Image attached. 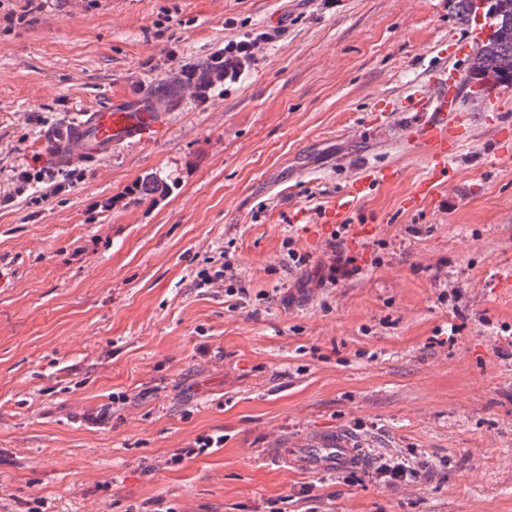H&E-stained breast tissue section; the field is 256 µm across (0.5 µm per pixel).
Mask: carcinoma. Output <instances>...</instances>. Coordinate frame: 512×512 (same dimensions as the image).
<instances>
[{"mask_svg": "<svg viewBox=\"0 0 512 512\" xmlns=\"http://www.w3.org/2000/svg\"><path fill=\"white\" fill-rule=\"evenodd\" d=\"M459 20L468 25L475 21L474 0H451ZM484 24L494 30L493 36L468 57L463 79L477 80L486 72L497 75L498 84L512 87V16L498 14L496 0H484Z\"/></svg>", "mask_w": 512, "mask_h": 512, "instance_id": "obj_1", "label": "carcinoma"}]
</instances>
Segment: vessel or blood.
I'll use <instances>...</instances> for the list:
<instances>
[{"label": "vessel or blood", "mask_w": 512, "mask_h": 512, "mask_svg": "<svg viewBox=\"0 0 512 512\" xmlns=\"http://www.w3.org/2000/svg\"><path fill=\"white\" fill-rule=\"evenodd\" d=\"M413 108L423 114L414 138L424 149L431 168L427 179L407 198L406 205L410 208L428 198L436 183L447 177L450 163L457 156L456 144L466 120L462 114L453 119L447 116L448 75L443 70L433 74L431 92L415 101ZM169 126L168 113L157 111L150 98L114 99L103 107L81 112L72 122L52 128L45 139L60 162L97 161L110 157L113 148L153 141ZM395 175L391 168L363 173L353 182L349 199L327 210L328 223H342L352 199L360 197L373 183L390 181ZM284 458L292 467L304 472L348 467L360 460L352 440L337 433L315 437L299 448L285 449Z\"/></svg>", "instance_id": "obj_1"}]
</instances>
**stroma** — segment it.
Wrapping results in <instances>:
<instances>
[{"label":"stroma","instance_id":"35a3bbf8","mask_svg":"<svg viewBox=\"0 0 512 512\" xmlns=\"http://www.w3.org/2000/svg\"><path fill=\"white\" fill-rule=\"evenodd\" d=\"M0 0V512H512V87L463 112L446 181L414 99L467 65L450 0ZM283 33L197 101L201 64ZM156 94L167 133L74 169L45 131ZM367 166L396 169L324 224ZM165 193L131 194L144 177ZM308 259L288 267V250ZM358 273L321 284L337 252ZM231 261L241 292L199 288ZM454 336L453 345H430ZM341 430L365 463L420 459L394 487L280 456ZM220 435L182 462L177 449ZM273 39L272 34L261 31L243 35L241 39L229 40L223 48L214 51L204 65L202 75L197 77L194 65L178 60L175 53L169 54V60L176 65L182 83L194 90L195 98L206 102L209 91L224 86L226 81L236 82L246 68L257 59L263 45ZM206 90L207 93H203ZM224 446V438L223 436H212L207 435L204 437L196 438L194 445L190 448H181L178 450V453L175 454L174 458H172L173 462L179 463L186 458H193L202 453L208 452L211 448H220Z\"/></svg>","mask_w":512,"mask_h":512}]
</instances>
